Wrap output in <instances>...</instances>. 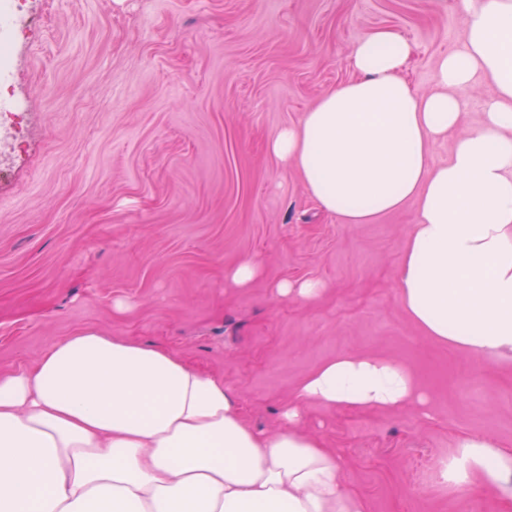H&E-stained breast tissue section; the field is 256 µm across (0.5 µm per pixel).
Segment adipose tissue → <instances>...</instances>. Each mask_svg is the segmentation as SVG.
I'll return each instance as SVG.
<instances>
[{
    "label": "adipose tissue",
    "mask_w": 512,
    "mask_h": 512,
    "mask_svg": "<svg viewBox=\"0 0 512 512\" xmlns=\"http://www.w3.org/2000/svg\"><path fill=\"white\" fill-rule=\"evenodd\" d=\"M459 46L434 89L404 73L395 29L354 43V79L268 143L309 195L345 224L417 205L400 263V302L425 336L512 361V0H458ZM490 87L462 128L467 92ZM455 133L451 155L433 145ZM397 362L341 355L294 390L273 435L250 426L221 378L173 351L81 329L30 368L0 372V512H370L341 479V456L300 425L311 402L400 411L421 402ZM438 478L489 492L512 512V448L459 438Z\"/></svg>",
    "instance_id": "ef3b65f1"
}]
</instances>
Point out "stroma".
I'll return each instance as SVG.
<instances>
[{
	"instance_id": "stroma-1",
	"label": "stroma",
	"mask_w": 512,
	"mask_h": 512,
	"mask_svg": "<svg viewBox=\"0 0 512 512\" xmlns=\"http://www.w3.org/2000/svg\"><path fill=\"white\" fill-rule=\"evenodd\" d=\"M8 92L19 140L0 143V370L32 365L80 329L172 348L276 432L323 362L372 355L408 367L426 407L309 404L302 426L342 457L370 512H492L485 491L438 484L460 435L512 448V362L424 336L398 266L415 206L344 224L266 151L350 80L349 47L392 27L407 73L434 87L456 46V0H28ZM251 287H226L244 259ZM325 288L308 304L283 280ZM262 276V267L254 260H244L229 269L225 275L227 281L237 288L250 287Z\"/></svg>"
}]
</instances>
